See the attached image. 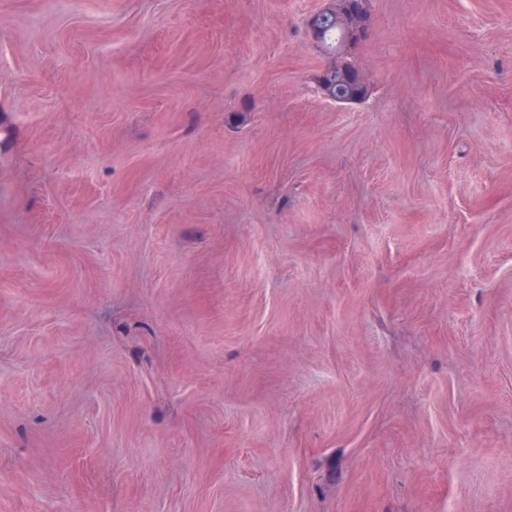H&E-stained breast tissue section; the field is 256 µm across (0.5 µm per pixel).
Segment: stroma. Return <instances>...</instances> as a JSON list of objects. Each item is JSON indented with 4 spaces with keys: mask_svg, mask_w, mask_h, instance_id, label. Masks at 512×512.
Masks as SVG:
<instances>
[{
    "mask_svg": "<svg viewBox=\"0 0 512 512\" xmlns=\"http://www.w3.org/2000/svg\"><path fill=\"white\" fill-rule=\"evenodd\" d=\"M0 0V512H512V0ZM326 5L314 13L309 20V32L314 41L323 43L322 39V26L321 23L330 17L331 20H326L325 29V44L330 49H336V53H333L332 62L327 65L318 77L319 87L322 89L323 94L336 101V103H354L363 99L369 92V82L365 73L361 69H357L348 73L351 86L358 91L355 94H347L340 96V99H335L332 94L339 92L347 93L349 83L346 81L345 76L342 74H336L338 72H344L348 61H346L351 44H357L362 41L370 30L371 18L368 10L367 0H329L326 1ZM336 23L344 27L347 32V38L336 48L344 37L343 31L336 26ZM334 71L333 74H329L324 84L326 87H330L331 93H329L325 87H321L323 84V76L326 72ZM360 93H363L360 96Z\"/></svg>",
    "mask_w": 512,
    "mask_h": 512,
    "instance_id": "1",
    "label": "stroma"
}]
</instances>
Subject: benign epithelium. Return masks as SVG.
<instances>
[{"mask_svg": "<svg viewBox=\"0 0 512 512\" xmlns=\"http://www.w3.org/2000/svg\"><path fill=\"white\" fill-rule=\"evenodd\" d=\"M328 17L344 27L347 38L336 48L332 62L323 69V72L332 70L343 72L351 45L362 41L370 30L371 18L368 0H327L326 5L314 13L309 20V32L314 41L323 42L321 23ZM348 77L351 86L357 90V93L340 97L338 102L342 104L359 101L362 99V95L369 92V82L362 70L352 71L348 73Z\"/></svg>", "mask_w": 512, "mask_h": 512, "instance_id": "benign-epithelium-1", "label": "benign epithelium"}]
</instances>
